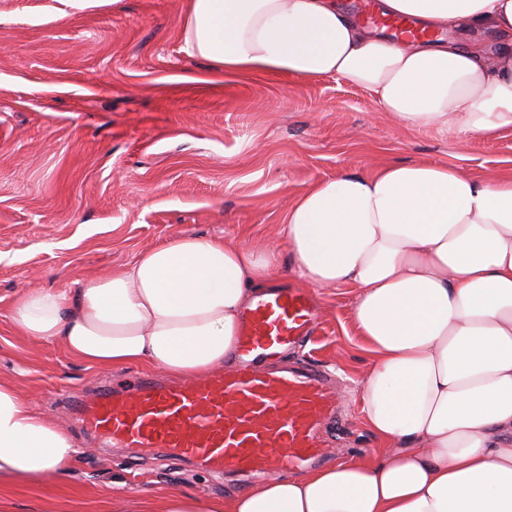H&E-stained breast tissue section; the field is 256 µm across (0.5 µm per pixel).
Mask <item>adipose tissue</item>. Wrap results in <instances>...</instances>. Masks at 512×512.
I'll use <instances>...</instances> for the list:
<instances>
[{
  "label": "adipose tissue",
  "mask_w": 512,
  "mask_h": 512,
  "mask_svg": "<svg viewBox=\"0 0 512 512\" xmlns=\"http://www.w3.org/2000/svg\"><path fill=\"white\" fill-rule=\"evenodd\" d=\"M419 37L367 30L334 0H185L184 50L216 71L329 77L408 127L464 140L512 131V0H377ZM475 27L507 49L460 40ZM298 282L356 292L373 361L360 412L379 448L219 499L99 493V512H512V171L483 181L447 164L385 162L320 179L282 217ZM281 270L256 239L185 235L78 290H24L15 333L90 368L183 379L231 362L244 308ZM80 451L0 382V490L67 480Z\"/></svg>",
  "instance_id": "obj_1"
}]
</instances>
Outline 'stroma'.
<instances>
[{"instance_id":"1","label":"stroma","mask_w":512,"mask_h":512,"mask_svg":"<svg viewBox=\"0 0 512 512\" xmlns=\"http://www.w3.org/2000/svg\"><path fill=\"white\" fill-rule=\"evenodd\" d=\"M183 0H0V380L29 396L83 455L66 485L17 488L15 512H95L113 494L170 491L224 498L241 488L161 454L110 447L71 406L140 369L94 370L58 346L17 335L10 314L25 288H77L163 241L192 234L262 240L285 282L293 260L281 216L313 182L384 161L452 164L479 180L512 170V132L459 143L401 125L369 92L342 80L225 76L186 54ZM353 290L316 296V331L288 353L337 376L344 395L324 464L364 456L360 419L372 356L352 320Z\"/></svg>"}]
</instances>
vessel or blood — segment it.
I'll list each match as a JSON object with an SVG mask.
<instances>
[{
    "instance_id": "vessel-or-blood-1",
    "label": "vessel or blood",
    "mask_w": 512,
    "mask_h": 512,
    "mask_svg": "<svg viewBox=\"0 0 512 512\" xmlns=\"http://www.w3.org/2000/svg\"><path fill=\"white\" fill-rule=\"evenodd\" d=\"M312 326L310 297L279 286L244 312L233 369L176 385L139 378L73 410L122 448L163 449L224 474L301 472L322 451L321 426L336 414L338 394L313 364L269 370L265 363L299 345Z\"/></svg>"
}]
</instances>
